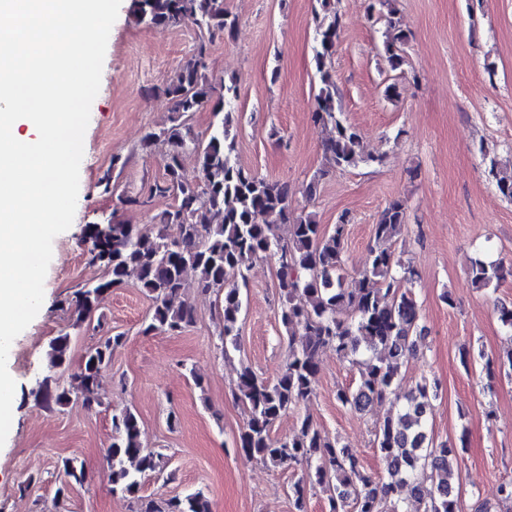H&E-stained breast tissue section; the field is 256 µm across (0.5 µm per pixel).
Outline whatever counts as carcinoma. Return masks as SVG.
I'll return each instance as SVG.
<instances>
[{
	"mask_svg": "<svg viewBox=\"0 0 512 512\" xmlns=\"http://www.w3.org/2000/svg\"><path fill=\"white\" fill-rule=\"evenodd\" d=\"M317 2L319 89L313 119L334 129L323 145L324 155L336 170L379 162L381 156L363 151L358 130L336 107L338 89L327 60L340 39L343 15L336 0ZM378 2L385 21L381 56L396 71L404 63L408 36L395 0ZM132 11L138 21L158 30L184 17L193 18L199 29L209 33H230L237 25L224 0H135ZM221 89L217 92L206 76L202 46L162 89L172 102L169 125L148 133L144 144L168 146L164 177L144 193L123 195L122 201L145 207L155 197L171 196L174 204L149 228L119 224L110 214L87 227L88 262L103 267L106 276L75 291L72 326L79 327L90 318L111 289L132 281L152 300L145 331L179 334L195 320L186 297L188 273L193 272L200 291H224L220 338L227 357L239 349L243 308L239 283L246 282L254 260L272 257L278 264V317L288 337V356L273 380L242 364L232 389L234 399L248 413L238 434V450L269 467L301 468L302 477L291 487L296 512H307V489L314 487L326 494L329 512H460L458 450L446 441L435 442L426 426L440 383L434 377L424 378L407 393L398 387L401 368L416 352L424 332L421 310L411 292L418 273L388 247L407 224V199L397 197L386 204L374 224L368 264L357 276L347 278L348 214H341L333 230L327 231L314 213L292 204L298 192L311 200L327 171H317L297 191L241 167L235 159L236 80L223 82ZM203 106L217 118L205 143L186 120ZM187 155L193 156L199 172L194 181L182 174ZM487 174L501 196L512 201V174L503 172L494 158L489 160ZM260 217L264 221H258ZM507 273L499 259L471 261L472 283L478 288L489 287ZM122 340L120 334L110 336L86 353L63 386L56 384L53 375H45L35 399L47 406L67 405L74 398L82 399L88 408L101 405V373ZM68 345L67 333L52 340L50 367L65 363ZM326 348L359 369L357 385L336 392L343 406L357 412L389 407L374 430V444L385 466L378 478L366 474L355 453L307 417L293 436L271 437L274 423L313 395L319 356ZM105 458L112 493L132 500L135 512H212L201 491L165 501L140 495L142 478L160 469L161 454L144 446L139 418L129 408L112 414V443ZM63 474L68 482L84 481V463L65 460Z\"/></svg>",
	"mask_w": 512,
	"mask_h": 512,
	"instance_id": "1",
	"label": "carcinoma"
}]
</instances>
